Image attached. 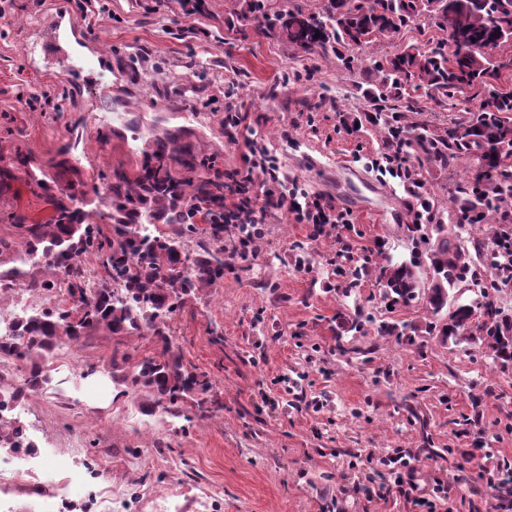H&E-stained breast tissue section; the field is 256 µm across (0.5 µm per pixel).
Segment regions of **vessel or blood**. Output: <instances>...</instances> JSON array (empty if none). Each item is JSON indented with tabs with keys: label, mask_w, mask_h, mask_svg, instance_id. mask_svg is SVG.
Masks as SVG:
<instances>
[{
	"label": "vessel or blood",
	"mask_w": 512,
	"mask_h": 512,
	"mask_svg": "<svg viewBox=\"0 0 512 512\" xmlns=\"http://www.w3.org/2000/svg\"><path fill=\"white\" fill-rule=\"evenodd\" d=\"M84 31L67 18L64 11H56L42 18L36 38L27 51L29 63H43L49 68L60 69L68 77L74 92H81L88 83L96 81L102 72L108 71L106 62L90 66L84 59L74 57L71 49L72 38H84ZM367 178L355 167L347 165L336 169V187L339 192L361 195Z\"/></svg>",
	"instance_id": "1"
}]
</instances>
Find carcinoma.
<instances>
[{"instance_id": "1", "label": "carcinoma", "mask_w": 512, "mask_h": 512, "mask_svg": "<svg viewBox=\"0 0 512 512\" xmlns=\"http://www.w3.org/2000/svg\"><path fill=\"white\" fill-rule=\"evenodd\" d=\"M233 13L244 19L262 17L265 33L295 54L325 55L343 46L369 49L396 40L408 27L432 23L443 38L432 46L404 43L392 53H370L364 59L341 57L344 66L374 76L364 91L367 108L359 122L384 132L383 146L400 143L406 158L408 187L422 186L423 194L442 216L440 195L428 180L429 167L468 166L453 183L449 202L455 215L474 214L483 221L512 212V93L499 91L496 81L512 73V54L499 49L512 43V0H321L315 8L288 5L284 0H238ZM475 89L482 95L475 109L463 107L465 122L446 127L410 121L428 111V104L448 109L455 94ZM142 146L141 162L112 169L107 181V211L97 217L85 210L88 193L76 195L69 186L47 197L51 214L44 220L17 218L16 239L0 238V281L17 280L28 289L51 295L67 290L69 306H51L20 319L10 336L0 335V358L29 364L23 384L0 397V448H16L24 435L9 403L26 389L40 390L51 382L45 362L57 349L79 345L99 330L114 336L147 331L161 350L135 362L112 355V379L146 394L147 414L162 409L171 418L183 417V406L207 392L211 383L188 371L174 352L170 322L191 296L224 278L231 266L224 248V172L219 151L202 153L184 125L169 126L159 118L146 128L130 129ZM108 221V231L100 222ZM466 225L435 224L431 235L420 236L432 272L427 303L433 315L448 307L449 291L464 284L479 289L478 303H458L448 322L432 323L429 332L444 339L477 336L497 363H512V317L490 295L496 288L489 277L496 263L495 248L475 242L462 244ZM199 237L191 252L187 239ZM40 255L49 256L51 276L37 278ZM98 260L94 296L86 297L84 258ZM415 262H386L378 267L383 295L408 305L418 297ZM372 272V259L349 271L346 288Z\"/></svg>"}]
</instances>
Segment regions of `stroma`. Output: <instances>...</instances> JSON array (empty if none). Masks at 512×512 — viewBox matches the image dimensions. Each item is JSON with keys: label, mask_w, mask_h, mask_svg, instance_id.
I'll list each match as a JSON object with an SVG mask.
<instances>
[{"label": "stroma", "mask_w": 512, "mask_h": 512, "mask_svg": "<svg viewBox=\"0 0 512 512\" xmlns=\"http://www.w3.org/2000/svg\"><path fill=\"white\" fill-rule=\"evenodd\" d=\"M207 2V13L187 17L180 0H101L92 34L110 59L113 94L133 112L189 117L196 148H221L225 171L241 172L249 145L224 137V82L235 77L229 100L248 112L254 138L273 149L281 171L352 210L356 251L374 252L380 264L410 260L408 212L381 223V194L338 197L335 172L309 163L338 156L369 171L381 137L353 124L366 75H351L333 55H294L254 21L227 24L233 0ZM58 8L83 23L79 0H13L0 20V169L16 174L0 188V238L14 237L7 212H48L45 193L19 178L20 159L48 164L79 139L88 158L80 171H49L77 194L113 164L136 161L126 139L83 110L63 73L29 69L25 45L40 15ZM336 250L335 230L315 238L309 225L272 213L246 259L186 301L172 334L187 368L213 388L203 405L185 404V418L141 431L145 394L87 369L116 353L151 354L155 339L99 331L58 351L53 389L25 400L27 434L48 463L96 462L98 482L125 491L127 512H153L166 492L177 493L183 512H427L359 491L385 479L378 459L396 449L411 453L420 485L461 489L458 512H492L502 491L486 469L512 462V369L491 365L480 341L428 334L424 299L389 305L376 276L344 295L348 267ZM357 306L372 323L337 334V313ZM392 325L404 335L381 334ZM73 369L86 379L69 380Z\"/></svg>", "instance_id": "obj_1"}]
</instances>
